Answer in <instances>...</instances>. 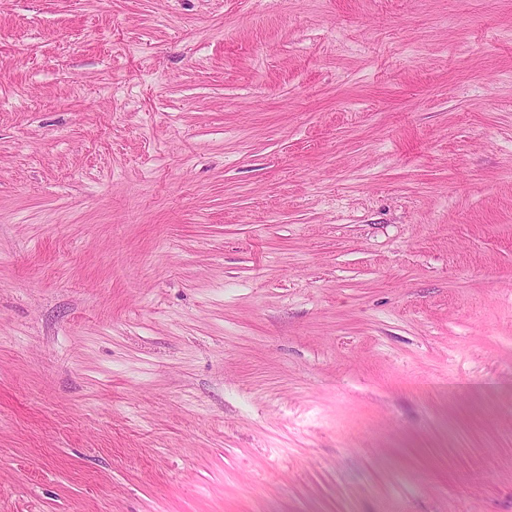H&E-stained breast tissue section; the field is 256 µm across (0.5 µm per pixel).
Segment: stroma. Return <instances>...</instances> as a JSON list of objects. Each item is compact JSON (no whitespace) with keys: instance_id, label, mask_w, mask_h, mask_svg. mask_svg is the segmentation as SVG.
Listing matches in <instances>:
<instances>
[{"instance_id":"1","label":"stroma","mask_w":512,"mask_h":512,"mask_svg":"<svg viewBox=\"0 0 512 512\" xmlns=\"http://www.w3.org/2000/svg\"><path fill=\"white\" fill-rule=\"evenodd\" d=\"M0 512H512V0H0Z\"/></svg>"}]
</instances>
